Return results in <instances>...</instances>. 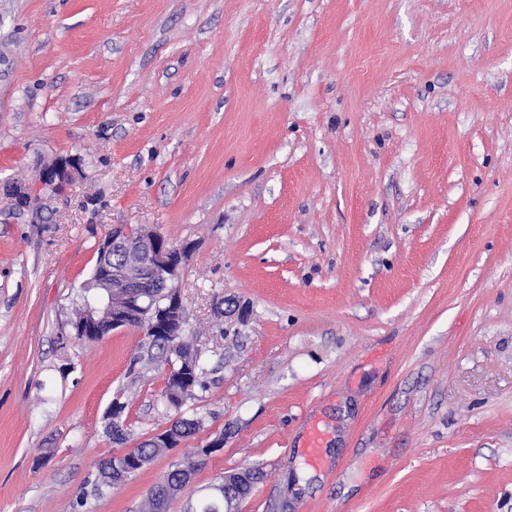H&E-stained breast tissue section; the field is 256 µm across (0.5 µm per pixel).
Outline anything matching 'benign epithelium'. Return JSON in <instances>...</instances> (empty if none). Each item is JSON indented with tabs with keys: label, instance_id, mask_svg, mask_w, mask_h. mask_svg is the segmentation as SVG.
I'll return each instance as SVG.
<instances>
[{
	"label": "benign epithelium",
	"instance_id": "obj_1",
	"mask_svg": "<svg viewBox=\"0 0 512 512\" xmlns=\"http://www.w3.org/2000/svg\"><path fill=\"white\" fill-rule=\"evenodd\" d=\"M76 165L71 161L59 162L43 172L40 182L57 188L72 178ZM3 195L11 207L24 212L30 207L32 194L27 190L6 185ZM186 250L169 246L154 230L141 229L136 234L126 230L112 233L97 251L95 267L100 287L113 286L121 292L112 294L105 303L109 317L103 319L97 306L102 303L91 298L85 313L70 321L74 336H105L109 332L127 327L134 321L143 322L153 336H169L184 322V306L178 282L184 269ZM165 289V304L152 300L146 289Z\"/></svg>",
	"mask_w": 512,
	"mask_h": 512
}]
</instances>
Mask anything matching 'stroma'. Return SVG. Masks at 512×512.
<instances>
[{
  "label": "stroma",
  "instance_id": "obj_1",
  "mask_svg": "<svg viewBox=\"0 0 512 512\" xmlns=\"http://www.w3.org/2000/svg\"><path fill=\"white\" fill-rule=\"evenodd\" d=\"M0 181V512H140L219 435L168 512L247 467L237 512H512V0H0ZM141 224L190 248L178 409L144 331L69 334ZM72 170H76V165L70 160L58 162L54 168H48L43 172L40 182L42 185L58 188L71 180ZM172 425L170 430H165L153 436L159 438L157 440L158 448H155L152 437L138 446L137 458L130 460L127 457L116 455L104 461L99 469L98 479L94 484L93 491L100 494L104 488H112V486L121 483L128 475L142 469L152 459L161 455L166 448H176L180 439L177 429H174Z\"/></svg>",
  "mask_w": 512,
  "mask_h": 512
}]
</instances>
